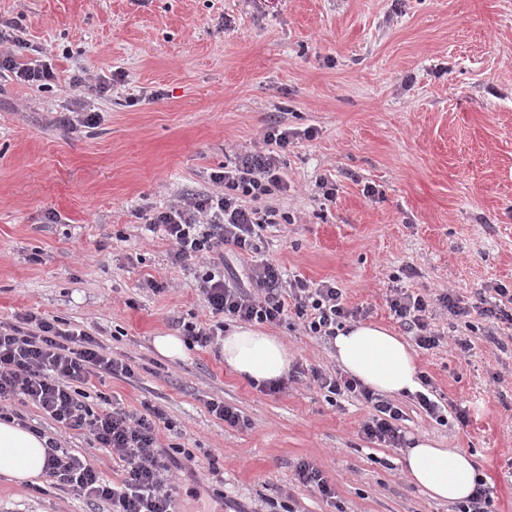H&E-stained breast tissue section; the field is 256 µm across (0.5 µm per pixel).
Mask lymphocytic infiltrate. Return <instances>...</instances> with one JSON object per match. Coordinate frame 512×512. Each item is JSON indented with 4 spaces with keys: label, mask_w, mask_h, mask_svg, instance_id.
Segmentation results:
<instances>
[{
    "label": "lymphocytic infiltrate",
    "mask_w": 512,
    "mask_h": 512,
    "mask_svg": "<svg viewBox=\"0 0 512 512\" xmlns=\"http://www.w3.org/2000/svg\"><path fill=\"white\" fill-rule=\"evenodd\" d=\"M293 137L281 123H271L263 132L261 148L236 154L222 171L211 174L222 193L185 197L148 217V231L162 232L171 241L172 265L186 269L196 260L208 262L197 279L212 320L185 324L188 343L202 348L214 344L223 337L228 320L279 325L292 316L301 319L307 335L330 340L346 322L363 317V310L346 305L334 284L287 278L273 261H254L243 281L222 269L225 247L256 252V238L264 225L292 223V216L272 206L271 200L288 190L281 157ZM388 304L393 317L426 350L440 344L439 334L428 322L436 305L456 317L474 312L512 325V292L505 288L497 289L495 298L479 297L470 309L450 292L430 300L405 288L391 289ZM132 373L130 364L114 358L96 337L61 328L58 320L30 312L20 324L0 325V418L7 417L14 401L32 403L57 424L91 435L124 464L122 482L112 484L89 459L71 454L50 437L45 473L54 485L108 502L112 512H171L174 487L164 477L167 464L154 451L166 419L164 411L148 404L143 411L131 412L106 396L90 404L82 390L91 378ZM309 374L328 393L355 394L371 405L373 413L362 426L367 439L394 447L401 444L403 412L393 402L354 378L331 376L316 367Z\"/></svg>",
    "instance_id": "1"
}]
</instances>
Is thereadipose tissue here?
I'll list each match as a JSON object with an SVG mask.
<instances>
[{
    "instance_id": "adipose-tissue-1",
    "label": "adipose tissue",
    "mask_w": 512,
    "mask_h": 512,
    "mask_svg": "<svg viewBox=\"0 0 512 512\" xmlns=\"http://www.w3.org/2000/svg\"><path fill=\"white\" fill-rule=\"evenodd\" d=\"M336 360L364 386L400 396L420 388L416 358L408 343L387 327L352 323L338 330L333 342ZM224 365L241 379L262 386L284 377L290 366L280 337L253 326H236L222 343ZM45 441L15 422L0 419V476L31 482L42 476ZM410 482L431 499L459 504L474 490L472 455L445 448L437 440L414 437L404 457Z\"/></svg>"
}]
</instances>
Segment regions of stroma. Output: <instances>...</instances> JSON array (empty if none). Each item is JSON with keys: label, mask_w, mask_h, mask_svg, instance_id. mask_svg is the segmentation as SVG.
I'll use <instances>...</instances> for the list:
<instances>
[{"label": "stroma", "mask_w": 512, "mask_h": 512, "mask_svg": "<svg viewBox=\"0 0 512 512\" xmlns=\"http://www.w3.org/2000/svg\"><path fill=\"white\" fill-rule=\"evenodd\" d=\"M11 25L26 43L17 61L51 63L57 80L41 90L0 79V322L54 318L131 365L133 376L85 390L163 409L171 426L156 446L176 512H452L408 482L402 448L365 438L371 409L358 398L329 401L305 379L271 393L226 369L217 347L159 357L154 336L209 313L195 271L171 265L144 217L215 192L210 173L260 148L278 121L298 137L282 156L290 189L273 204L294 221L266 227L256 255L336 284L400 336L391 289L448 290L468 305L512 290V0H0V28ZM79 104L99 120L73 130L62 120ZM323 176L333 200L316 187ZM147 279L164 291L143 289ZM431 324L442 340L415 349L418 370L448 406H467L468 422L439 425L398 396L402 433L473 455L494 512H512V326L439 308ZM269 331L293 365L338 372L330 341ZM213 400L244 425L216 418ZM12 409L122 478L111 449L31 403ZM304 459L334 499L298 481ZM107 510L45 476L0 480V512Z\"/></svg>", "instance_id": "obj_1"}]
</instances>
